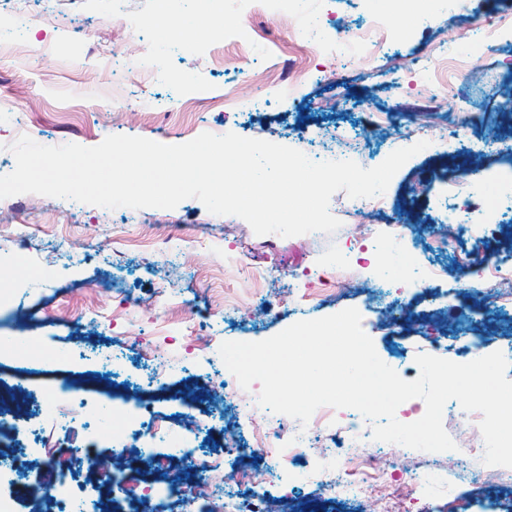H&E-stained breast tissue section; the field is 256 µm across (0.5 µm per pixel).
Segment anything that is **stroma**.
I'll return each instance as SVG.
<instances>
[{
	"label": "stroma",
	"mask_w": 512,
	"mask_h": 512,
	"mask_svg": "<svg viewBox=\"0 0 512 512\" xmlns=\"http://www.w3.org/2000/svg\"><path fill=\"white\" fill-rule=\"evenodd\" d=\"M381 2L389 7L391 39L377 54L347 60L326 51L361 33ZM120 6L63 0L47 11L33 0L21 23L12 0H0V175L13 171L11 147L22 134L45 146L92 147L113 134L180 144L204 132H233L295 149L305 142L316 153L340 128L373 167L394 150L422 140L428 146L392 178L390 214L353 211L346 192L335 193L330 211L341 226L330 235L259 236L243 219L212 214L195 198L169 210L106 209L37 194L0 199V286L19 292L15 306L0 310V336L22 344L20 354H0V420L12 429L0 451L13 463L0 473V497L15 501L18 512H50V502L31 496L67 435L70 405H50L65 379L91 398L111 390L112 408L128 428L153 412L183 431L197 458L221 461L220 470L201 471L163 436H94L83 417L72 432L85 453L113 458L111 474L134 472L148 484L153 455L169 457L173 482L196 489L185 512H210L212 497L236 491L230 475L265 468L250 455H223L225 441L246 446L250 427L239 403L224 396L221 344L262 341L350 307L400 376L431 340H445L448 360L458 363V346L478 338L485 353H503L512 380V277L484 280L473 272L512 246V201L496 200L506 181L499 149L512 145V109L505 107L512 100V0H480L472 21L445 9L421 20L413 0H293L282 8L224 0L220 13L200 11L195 0H169L171 21L181 28L176 37L149 22L131 35L112 20ZM477 39L487 50L458 61L459 47ZM97 40L109 56L86 55ZM275 57L308 70L295 95L275 94L261 80ZM228 95L253 110L225 120ZM451 114L458 120L453 142L445 131ZM471 170L483 182L468 184ZM455 205L466 232L443 222ZM400 219L411 229L413 265L442 266L448 278L391 298L382 287L391 266L376 260L378 236ZM161 224L171 227L164 239ZM242 261L262 267L265 279L239 276ZM317 270L335 272V295L319 298ZM96 351L116 353L117 364L88 361ZM155 355L165 374L153 366ZM323 454L314 446L279 470L259 487L262 501L272 512H379L376 504L330 499L307 482ZM431 458L430 477L415 456L400 465L415 478L412 495L427 512H494L512 502V468L457 450ZM448 476L459 479L454 493H434L433 478Z\"/></svg>",
	"instance_id": "obj_1"
}]
</instances>
